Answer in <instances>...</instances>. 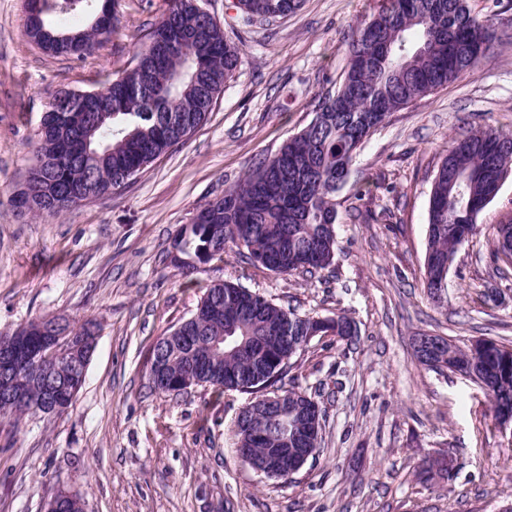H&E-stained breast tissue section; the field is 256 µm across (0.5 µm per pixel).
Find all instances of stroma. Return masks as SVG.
<instances>
[{"mask_svg": "<svg viewBox=\"0 0 512 512\" xmlns=\"http://www.w3.org/2000/svg\"><path fill=\"white\" fill-rule=\"evenodd\" d=\"M120 4V33L78 58L44 53L26 35L25 0H0V333L52 316L97 331L68 412L0 418V512H45L63 488L84 512H504L512 432L476 384L418 366L412 338L512 341V267L499 273L490 260L493 226L512 218V178L459 247L440 302L422 288L428 199L450 143L476 124L512 131V0H469L498 33L493 53L365 141L336 195L334 264L313 277L232 253L187 269L173 260V239L200 205L310 123L378 0H305L297 14L251 26L236 0H201L241 48L207 122L112 195L60 215L19 213L11 197L35 162L34 134L56 90H91L134 65L165 8ZM218 282L357 325L354 346L316 337L293 370L319 389L326 431L317 460L288 480L257 476L237 454L246 395L197 386L175 397L149 383L154 342ZM437 454L452 459V478L417 480Z\"/></svg>", "mask_w": 512, "mask_h": 512, "instance_id": "35a3bbf8", "label": "stroma"}]
</instances>
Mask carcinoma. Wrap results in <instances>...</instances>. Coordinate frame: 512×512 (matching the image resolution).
I'll return each instance as SVG.
<instances>
[{
	"label": "carcinoma",
	"instance_id": "carcinoma-1",
	"mask_svg": "<svg viewBox=\"0 0 512 512\" xmlns=\"http://www.w3.org/2000/svg\"><path fill=\"white\" fill-rule=\"evenodd\" d=\"M89 0H58L39 31L55 55L84 56L96 43L93 24L80 28ZM166 7L149 29L137 55V70L107 76L99 107L112 111L71 110L49 117L37 133L36 157L19 194L26 212L59 214L83 200L125 187L138 172L184 142L206 120L227 81L234 77L239 50L227 43L213 18L200 13L199 0H165ZM301 0H237L247 25L296 13ZM496 40L490 25L471 13L466 0H382L354 31L349 61L339 86L323 95L314 118L288 137L278 150L255 161L241 180L221 197L203 204L192 223L180 230L175 248L200 263L223 260L235 248L253 264L278 274H315L333 265L336 252V192L349 171L368 129L382 127L390 113L448 86L478 68ZM512 175V134L491 126L471 127L454 139L435 174L428 206L424 288L430 296L448 286L441 259L457 251L464 229ZM493 264H512V221L494 227ZM39 318L13 333L0 334L1 345H14L16 361L0 365L24 381V402L0 393V417L16 421L36 413L47 395L27 360L42 344ZM346 314L319 325L315 317L284 308L264 295L224 282L210 286L181 335L192 343L177 349L162 337L153 349L166 356L173 383L191 371L204 385L263 398L277 393L290 400L317 397L298 385L286 388L290 367L274 371L273 361L297 357L313 334L334 336L348 346L357 334ZM224 337V353L206 357L198 347ZM488 349L472 351L455 344L450 357L416 362L439 372L469 377L496 411L512 408V342L485 338ZM242 460L261 476L268 449L293 456L306 442L297 425L285 426L264 415L261 404L242 410L234 425Z\"/></svg>",
	"mask_w": 512,
	"mask_h": 512
}]
</instances>
